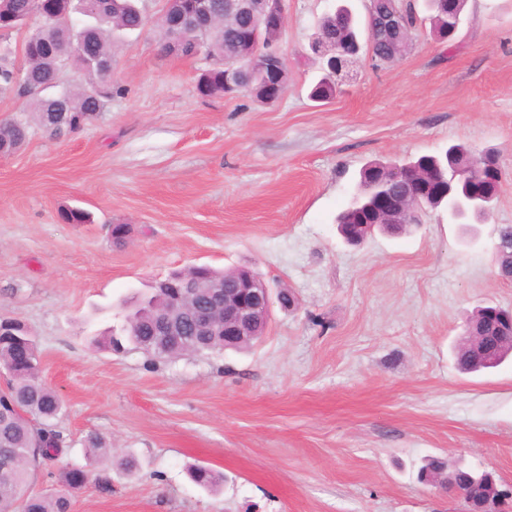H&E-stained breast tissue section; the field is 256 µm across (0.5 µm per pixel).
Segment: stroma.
Returning <instances> with one entry per match:
<instances>
[{
    "label": "stroma",
    "instance_id": "1",
    "mask_svg": "<svg viewBox=\"0 0 512 512\" xmlns=\"http://www.w3.org/2000/svg\"><path fill=\"white\" fill-rule=\"evenodd\" d=\"M338 3L286 0L288 89L272 106L201 96L206 60L161 55L150 28L121 40L122 92L78 131L48 135L29 97L0 95V121L31 123L0 157V316L31 330L41 377L65 402L68 446L30 494L84 467L93 479L71 512H465L418 480L431 456L512 486V357L467 375L452 353L478 306L512 308V280L492 264L495 228L512 224V0H468L445 43L419 23L393 63L361 54L318 104L309 43ZM454 143L497 155L486 223L438 212L399 237L343 241L335 216L365 164ZM67 208L91 223L64 222ZM115 224L126 242H113ZM194 265L249 268L297 305H273L241 351L164 360L95 343L119 325L122 299ZM91 430L110 459H85ZM195 465L220 486L192 482Z\"/></svg>",
    "mask_w": 512,
    "mask_h": 512
}]
</instances>
